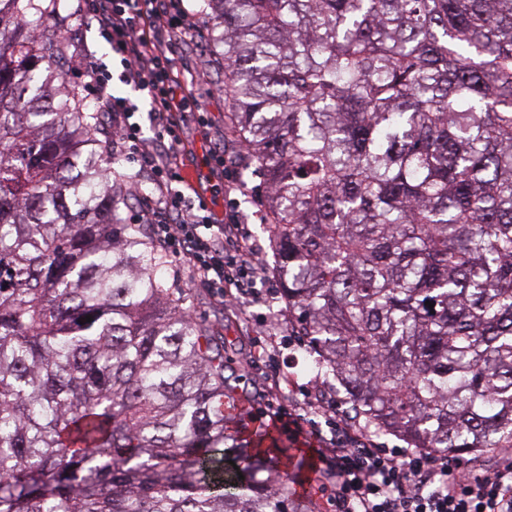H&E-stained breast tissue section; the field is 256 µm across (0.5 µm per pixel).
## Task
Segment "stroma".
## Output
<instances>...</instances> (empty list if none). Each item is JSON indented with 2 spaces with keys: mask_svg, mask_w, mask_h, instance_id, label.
Here are the masks:
<instances>
[{
  "mask_svg": "<svg viewBox=\"0 0 512 512\" xmlns=\"http://www.w3.org/2000/svg\"><path fill=\"white\" fill-rule=\"evenodd\" d=\"M185 8L197 14L199 21L196 31L174 44V60L181 76L190 78L193 94L200 99L201 112L184 113L180 124V135L188 149L180 157L179 167L188 173L195 187L211 190L212 208L217 218L240 211L248 215L246 235L259 250L262 279L259 290L277 284L274 272V258L269 246L264 188L259 176L244 171L240 142L228 136L224 114L227 103L217 95V88L224 85L221 59L215 55L208 24L202 21V0H183ZM73 0H61V9L52 21L53 27L68 42L70 51L61 66L66 80L74 90L82 85L74 74L78 45H85L94 54L97 62L106 69L111 79L107 85L109 95L126 97L139 107L134 119L142 127L141 136L146 144H153V130L148 114L149 102L144 95L121 82L123 70L120 56L112 52L109 44L100 37L98 26L85 23L73 13ZM224 157V172L231 174L243 171L244 182L235 190H217L222 174L211 172L205 159L211 153ZM116 168L129 175L126 186L127 202L124 216L127 223L141 224L143 232H150L154 219L150 194L153 186L151 175L141 169L136 160L118 156ZM158 277L177 293L183 294L184 308L198 321L209 326L224 344L226 376L240 380L245 395L244 408L253 425L266 422L268 406L263 395L266 379L272 363H286L288 346L295 338L288 328V318L283 303L268 306L261 303L248 306L243 303L224 302L211 294L208 289L197 286L186 263L175 257H168L158 272ZM262 340L264 353H256L255 340Z\"/></svg>",
  "mask_w": 512,
  "mask_h": 512,
  "instance_id": "obj_1",
  "label": "stroma"
}]
</instances>
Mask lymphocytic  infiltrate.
Here are the masks:
<instances>
[{
	"instance_id": "1",
	"label": "lymphocytic infiltrate",
	"mask_w": 512,
	"mask_h": 512,
	"mask_svg": "<svg viewBox=\"0 0 512 512\" xmlns=\"http://www.w3.org/2000/svg\"><path fill=\"white\" fill-rule=\"evenodd\" d=\"M157 0H77L76 12H89L99 31L121 58L122 78L134 90L147 92L156 140L167 151L141 152L136 107L125 98L109 97L115 144L123 154L140 155L152 173L156 212L177 211L181 217L168 239L176 256L188 261L196 281L222 298L255 300L253 279L259 273L257 251L246 242L226 247L238 233L235 224L215 221L205 201L187 195L188 183L172 162L181 144L176 117L195 100L185 82L174 76L168 42L194 32L195 18L187 9L163 21L155 36L145 27L157 13ZM272 394L287 396V408L273 411L292 437L312 438L319 460L316 479L333 512H512V456L484 475L445 455H426L412 448H382L360 423L340 413L336 404L302 397L292 375L274 378Z\"/></svg>"
}]
</instances>
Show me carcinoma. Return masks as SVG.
<instances>
[{
  "label": "carcinoma",
  "instance_id": "1",
  "mask_svg": "<svg viewBox=\"0 0 512 512\" xmlns=\"http://www.w3.org/2000/svg\"><path fill=\"white\" fill-rule=\"evenodd\" d=\"M58 5L0 0V512H315L122 218L129 177L33 27ZM203 16L318 372L409 448H511L512 0Z\"/></svg>",
  "mask_w": 512,
  "mask_h": 512
}]
</instances>
